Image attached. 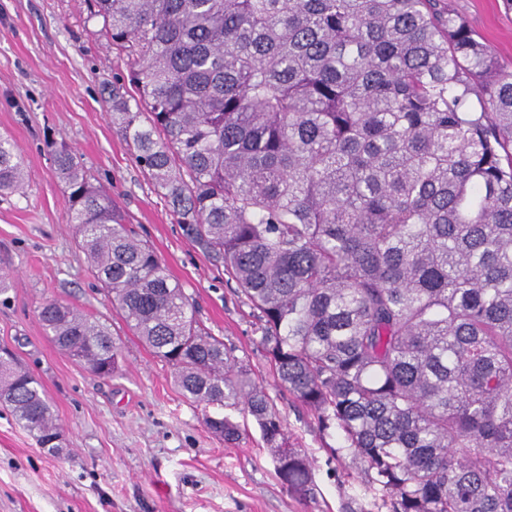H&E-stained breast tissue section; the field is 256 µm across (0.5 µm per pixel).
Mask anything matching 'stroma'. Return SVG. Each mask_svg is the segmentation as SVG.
I'll use <instances>...</instances> for the list:
<instances>
[{"label": "stroma", "instance_id": "35a3bbf8", "mask_svg": "<svg viewBox=\"0 0 512 512\" xmlns=\"http://www.w3.org/2000/svg\"><path fill=\"white\" fill-rule=\"evenodd\" d=\"M449 6L512 63L504 0ZM97 29L85 0H0V134L21 150L27 174L23 192L0 196V352L39 380L62 432L60 448L48 451L0 408V512H369L351 458H329L313 418L280 386L256 344L250 306L137 166L108 98L127 70ZM49 138L80 155L197 319L263 384L292 442L315 463L313 496L294 498L281 484L252 417L185 398L172 368L112 307L67 222V194L44 149ZM50 299L110 324L122 352L112 377L92 375L46 336L38 308ZM221 411L245 422L242 439L209 432L205 417Z\"/></svg>", "mask_w": 512, "mask_h": 512}]
</instances>
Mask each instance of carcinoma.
Instances as JSON below:
<instances>
[{
  "instance_id": "obj_1",
  "label": "carcinoma",
  "mask_w": 512,
  "mask_h": 512,
  "mask_svg": "<svg viewBox=\"0 0 512 512\" xmlns=\"http://www.w3.org/2000/svg\"><path fill=\"white\" fill-rule=\"evenodd\" d=\"M88 19L129 69L112 119L136 162L224 263L370 512H512V65L445 0H90ZM46 148L112 306L185 397L253 417L282 485L307 494L313 462L265 391L75 150ZM25 179L1 135L0 195ZM39 317L95 375L118 369L106 322L54 300ZM0 407L59 447L8 356ZM206 425L240 438L227 416Z\"/></svg>"
}]
</instances>
